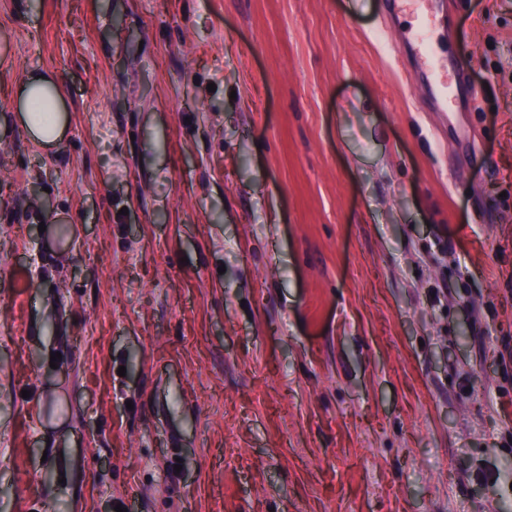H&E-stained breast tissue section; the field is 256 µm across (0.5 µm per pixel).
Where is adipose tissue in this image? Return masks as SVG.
<instances>
[{"mask_svg": "<svg viewBox=\"0 0 512 512\" xmlns=\"http://www.w3.org/2000/svg\"><path fill=\"white\" fill-rule=\"evenodd\" d=\"M18 121L37 144L58 145L67 125V107L63 91L52 76L28 74L18 89Z\"/></svg>", "mask_w": 512, "mask_h": 512, "instance_id": "obj_1", "label": "adipose tissue"}]
</instances>
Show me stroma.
Returning <instances> with one entry per match:
<instances>
[{
  "label": "stroma",
  "mask_w": 512,
  "mask_h": 512,
  "mask_svg": "<svg viewBox=\"0 0 512 512\" xmlns=\"http://www.w3.org/2000/svg\"><path fill=\"white\" fill-rule=\"evenodd\" d=\"M0 0V512H512V0ZM215 91H208V84ZM125 375H118V368ZM408 9L420 15L421 22L413 33V42L417 45H425L429 38L432 24V0H394ZM40 75H45V78H40ZM17 93L18 117L16 119L30 138L42 146H57L62 140L68 119L63 91L58 81L53 76L30 73ZM35 100H42L49 104L53 117L50 125L41 126L35 122L31 112V104Z\"/></svg>",
  "instance_id": "obj_1"
}]
</instances>
